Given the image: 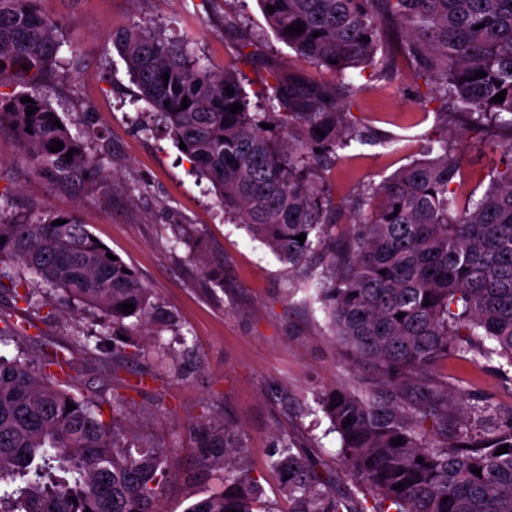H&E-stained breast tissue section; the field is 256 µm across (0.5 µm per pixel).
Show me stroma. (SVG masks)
Masks as SVG:
<instances>
[{
  "label": "stroma",
  "instance_id": "35a3bbf8",
  "mask_svg": "<svg viewBox=\"0 0 512 512\" xmlns=\"http://www.w3.org/2000/svg\"><path fill=\"white\" fill-rule=\"evenodd\" d=\"M60 20L58 37L77 50L80 63H58L39 92L71 121L72 133L92 136L107 178L99 190L53 192L32 177L11 128H0V194L19 214L75 215L94 237L130 265L171 317L154 323L152 338L114 331V352L136 345L137 358L123 362L96 351L73 354L76 383L104 398L125 395V424L139 445L171 449V476L159 512H185L219 490L196 424L217 413L245 447L241 464L275 512H286L282 479L271 466L277 439L289 435L318 460L319 472L338 495H359L343 467L340 438L318 407L339 387L366 386L367 365L353 362L332 335L309 290L291 287L287 264L244 225L224 215L211 183L198 177L172 139L157 126L111 42L114 30L141 24L179 38L190 35L195 53L216 70L237 63V42L225 27L232 19L259 41L253 63L241 66L244 88L257 101L269 68L295 72L334 87L332 70L315 67L279 42L258 0H47ZM364 90L350 109L352 121L370 136L352 143L327 169L338 232L349 236L353 213L345 203L358 187L381 181L425 158L436 133L434 111L418 103L419 80L400 69L365 70ZM512 135L495 127L455 139L463 153V194L481 197L490 182V144ZM218 271L210 283L205 269ZM20 348L41 358L66 350L71 337L102 331L99 320L61 307L20 312ZM434 377L449 392H463L489 410L512 412V366L498 359L481 367L459 359L439 361Z\"/></svg>",
  "mask_w": 512,
  "mask_h": 512
}]
</instances>
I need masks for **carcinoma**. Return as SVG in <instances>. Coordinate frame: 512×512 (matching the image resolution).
I'll return each mask as SVG.
<instances>
[{
	"label": "carcinoma",
	"mask_w": 512,
	"mask_h": 512,
	"mask_svg": "<svg viewBox=\"0 0 512 512\" xmlns=\"http://www.w3.org/2000/svg\"><path fill=\"white\" fill-rule=\"evenodd\" d=\"M45 2L0 0V79L23 87L0 92V127L13 128L31 173L49 188L100 189L101 159L38 92L62 47L59 21ZM260 4L281 42L342 78L396 59L411 64L428 87L420 105L439 102L436 114L445 121L434 139L438 156L413 161L352 196L353 232L342 247L323 171L339 151L368 137L366 125L347 119L363 87L349 82L339 96L322 83L274 72L262 111L252 112L238 69L213 71L189 37L172 40L140 25L112 33L137 99L175 144L187 146L181 154L210 181L224 213L288 263L292 282L315 285L314 301L338 340L379 377L372 389L339 386L320 401L341 437L348 474L374 503L335 495L316 461L285 434L271 465L283 476L288 512H512V412L488 433V408L448 396L430 378L437 360L469 353L471 362L496 356L512 364V140L499 146L483 196L462 205V162L448 145L446 125L451 107L469 131L512 132V0ZM296 23L303 32L291 36L286 28ZM385 27L401 39L379 57ZM480 71L486 76L475 78ZM503 90L505 100L492 102ZM25 96L36 107L30 116ZM234 103L243 110L229 113ZM263 123L275 124L281 136ZM56 141L64 147L49 151ZM301 233L302 243L295 240ZM91 237L74 215L8 216L0 203V288L33 308L25 272L103 324L151 335L162 311L137 273H125L129 265L109 259L110 249ZM314 255L323 267L317 275L308 266ZM426 299L431 305H423ZM123 303L135 305L134 312H123ZM71 370L66 355L0 353V512H158L154 504L170 476L168 449L132 447L123 424L128 399L80 391L68 380ZM68 402L75 409L66 410ZM399 436L403 445L396 446ZM502 445L508 452L499 454ZM205 448L227 486L187 512H271L238 465L240 440L212 435Z\"/></svg>",
	"instance_id": "obj_1"
}]
</instances>
